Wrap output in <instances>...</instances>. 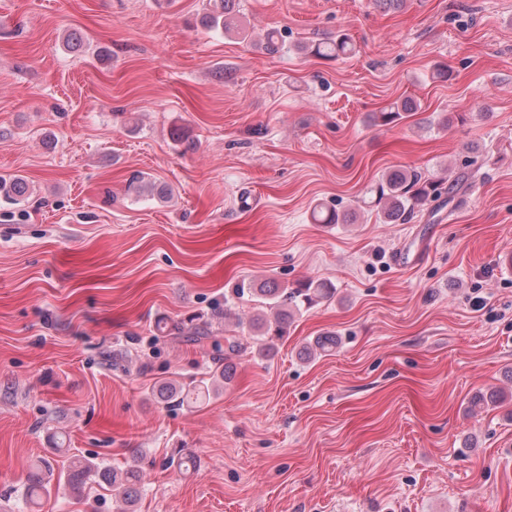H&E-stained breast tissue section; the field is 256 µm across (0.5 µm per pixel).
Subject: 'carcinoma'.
Masks as SVG:
<instances>
[{
  "label": "carcinoma",
  "mask_w": 512,
  "mask_h": 512,
  "mask_svg": "<svg viewBox=\"0 0 512 512\" xmlns=\"http://www.w3.org/2000/svg\"><path fill=\"white\" fill-rule=\"evenodd\" d=\"M234 0H208L207 11L200 19L203 29L211 32L229 33L238 31L237 18L233 6ZM300 51H309L315 55L330 58L348 55L353 52V46L348 38L338 35L334 39L322 42L302 45ZM420 178L416 174H408L396 170L388 174L375 190L374 206L383 221L396 223L404 221L412 215L415 207L422 204L428 197L436 194L438 187L434 183L419 185ZM28 192V184L21 177L9 179L0 178V197L16 201ZM312 219L316 224H342L346 217L340 216L337 209L328 207H316L312 212ZM236 297L245 296L259 298L262 304L274 310L273 318L267 319L257 316L252 319L250 331L251 339L257 344L256 353L266 357L273 350L274 345L267 339L284 335L288 321L292 317L290 308L301 305L312 306L322 299H329L333 295V289L323 284L309 283L302 288L289 291L279 287L273 281H248L239 283L233 288ZM337 339L333 334H325L318 337L314 345L304 347L300 355L311 357L317 353H326L336 349ZM201 390H186L172 382L164 384L160 389V395L167 403L181 406L185 403H194L202 397ZM99 478L112 486L114 490H120L126 512H134V507L140 497L137 490L139 471L134 465L122 470L103 469L96 464L84 459L75 458L71 461V473L68 478L74 480V484L83 483L87 478ZM49 493V488L38 479L33 480L22 494L21 512H34L39 506L41 498Z\"/></svg>",
  "instance_id": "1"
}]
</instances>
